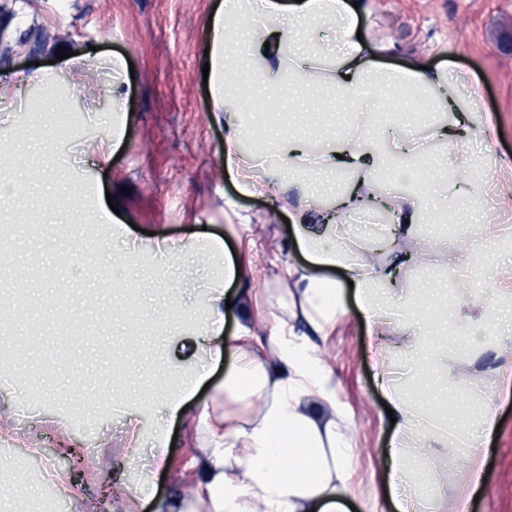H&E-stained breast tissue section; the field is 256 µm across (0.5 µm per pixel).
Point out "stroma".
I'll use <instances>...</instances> for the list:
<instances>
[{
  "instance_id": "35a3bbf8",
  "label": "stroma",
  "mask_w": 512,
  "mask_h": 512,
  "mask_svg": "<svg viewBox=\"0 0 512 512\" xmlns=\"http://www.w3.org/2000/svg\"><path fill=\"white\" fill-rule=\"evenodd\" d=\"M221 0H0L9 18L0 30V144L15 184L0 195V229L11 230L0 261V294L20 308L0 344V512H105L99 486L112 487L106 512H184L205 462L198 421L224 409V367L205 368L207 389L184 411L168 403L199 366L196 341L208 290L178 288L155 259L151 236L186 243L220 236L229 246L255 240L260 253L250 295L263 296L288 261L287 226L263 194L238 196L221 172L224 130L210 121L203 82L208 19ZM362 39L384 67L413 60L453 66L478 82L499 135L479 162L494 184L512 169V0H360ZM75 62L57 60V49ZM122 60L114 68L113 60ZM124 100L113 116L112 88ZM78 103L60 129L59 100ZM120 119V159L99 163V148ZM234 199L227 207L226 199ZM117 208L133 229L118 234L102 217ZM45 224H80L78 241L53 238ZM456 230L430 232L432 273H466L484 287L512 254H489L480 237L456 245ZM85 257L75 268L69 256ZM79 313L70 338L56 315L58 296ZM356 306L321 343L340 402L355 429V482L371 512L385 501L380 462L393 431ZM444 345L458 377L450 413L473 419L483 390L466 356L468 337ZM494 410L503 421L489 446L479 499L468 512H512V399ZM71 437L89 465L79 495H62L67 460L57 446ZM27 491H15V472Z\"/></svg>"
}]
</instances>
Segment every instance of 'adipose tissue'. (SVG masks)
Instances as JSON below:
<instances>
[{
  "mask_svg": "<svg viewBox=\"0 0 512 512\" xmlns=\"http://www.w3.org/2000/svg\"><path fill=\"white\" fill-rule=\"evenodd\" d=\"M356 20L354 0H295L288 6L282 0H224L208 21L211 119L224 128L221 168L243 196L255 194V171L264 168L269 207L287 212L289 240L304 261L287 264L277 288L259 303L246 290L259 259L256 242L232 251L223 240L209 243L212 253L224 257V285L208 303L205 329L223 342L206 354L214 362L227 356L232 362L224 375L223 413L199 419L207 461L190 512H346L353 502V423L318 349L346 303L340 284L322 277L323 269L340 268L353 281L373 339L376 377L396 420L383 466L399 512H465L485 472L486 438L498 424L492 405L512 394V337L500 332L501 303L512 300L511 273L496 272L478 293L458 290L469 310L461 330L476 346L471 367L489 381L476 409L480 431L469 434L440 417L456 383L442 355L430 359L442 368L441 394L432 399L405 388L392 363L394 355L415 352L423 337L445 327L425 311L434 288L408 284L411 252L394 236L384 240L382 260L359 239L324 246L353 216L378 207L393 210L406 234L448 216V208L421 190L411 204L393 205L380 178L387 161L381 144L390 128L361 118L326 137L315 154L304 148L302 136L278 137L281 159L275 168L268 166L264 146L242 149L250 113L229 74H244L250 86L272 99L287 87L308 94L333 90L353 102L375 92L392 94L430 112L458 113L471 123L468 131L427 123L407 150L411 163L420 164L433 146L447 145L446 180L449 189H457L476 143H490L497 134L492 119L481 113L477 89L463 72L378 65L355 36ZM321 27L335 31L334 47L309 38V31ZM229 309L242 317L231 335L224 332ZM423 437L446 443L449 459L459 465L448 496L427 498L419 491L427 478L413 467L410 450Z\"/></svg>",
  "mask_w": 512,
  "mask_h": 512,
  "instance_id": "adipose-tissue-1",
  "label": "adipose tissue"
}]
</instances>
